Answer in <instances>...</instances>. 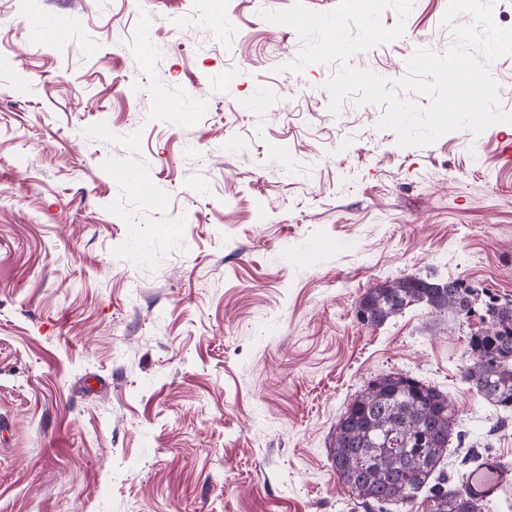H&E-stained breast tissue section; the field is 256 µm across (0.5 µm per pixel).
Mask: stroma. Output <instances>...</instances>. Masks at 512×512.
<instances>
[{
  "label": "stroma",
  "instance_id": "obj_1",
  "mask_svg": "<svg viewBox=\"0 0 512 512\" xmlns=\"http://www.w3.org/2000/svg\"><path fill=\"white\" fill-rule=\"evenodd\" d=\"M293 0H0V512H366L332 465L340 415L404 373L453 397L467 451L512 463V412L462 379L489 298L512 301V55L482 134L421 148L386 108L290 70L264 12ZM449 0L348 63L389 86L445 53ZM66 14L67 37L33 29ZM165 197L155 208L125 174ZM407 275L470 314L361 297ZM439 281L409 275L370 288L358 302V306L364 309L367 316L363 324L381 325L389 318L402 313L407 307L420 303L440 312L469 314L472 307L466 309L464 304L467 296H472L475 292L474 288H452L455 282L451 281L434 288L433 285ZM361 308L356 309L358 320L365 317Z\"/></svg>",
  "mask_w": 512,
  "mask_h": 512
}]
</instances>
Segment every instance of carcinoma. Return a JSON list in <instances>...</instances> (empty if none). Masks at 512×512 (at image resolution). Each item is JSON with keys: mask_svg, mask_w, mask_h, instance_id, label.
<instances>
[{"mask_svg": "<svg viewBox=\"0 0 512 512\" xmlns=\"http://www.w3.org/2000/svg\"><path fill=\"white\" fill-rule=\"evenodd\" d=\"M436 280L405 276L369 289L358 302L365 324L378 326L413 304L470 313L475 289L436 288ZM488 325L471 334L463 379L486 401L512 410V301L487 304ZM455 401L403 374L377 377L336 424L331 459L336 474L370 512L407 505L421 494L431 512H485L484 501L448 486V445L457 431Z\"/></svg>", "mask_w": 512, "mask_h": 512, "instance_id": "carcinoma-1", "label": "carcinoma"}]
</instances>
